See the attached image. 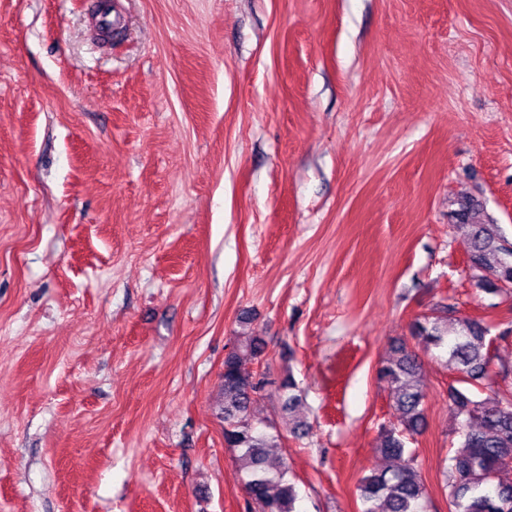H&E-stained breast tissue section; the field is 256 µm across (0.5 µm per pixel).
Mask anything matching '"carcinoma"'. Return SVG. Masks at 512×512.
<instances>
[{
	"mask_svg": "<svg viewBox=\"0 0 512 512\" xmlns=\"http://www.w3.org/2000/svg\"><path fill=\"white\" fill-rule=\"evenodd\" d=\"M470 265L477 271V287L501 296L512 284V244L491 223L471 225L468 241ZM449 307L436 316L413 324L412 336L425 348H443L448 363L459 374V382L479 387L489 376L494 339L481 322L449 319ZM267 343L257 335L238 336L224 356L223 402L224 445L239 452L245 473L244 488L258 512H296L298 492L288 479V458L271 452L282 445L283 435L251 418L255 399L265 381L246 370L257 362ZM420 361L403 340L378 368V379L390 392L395 422L383 429L381 453L386 464L364 477L358 486L362 512H422L426 494L415 467V455L405 440L425 427L424 385ZM283 413L292 414L303 404V393L292 376L278 386ZM448 400L462 438V449L448 457L445 486L449 512H512V483L497 480L498 472L512 463V398L494 394L474 399L468 390L448 387Z\"/></svg>",
	"mask_w": 512,
	"mask_h": 512,
	"instance_id": "obj_1",
	"label": "carcinoma"
}]
</instances>
